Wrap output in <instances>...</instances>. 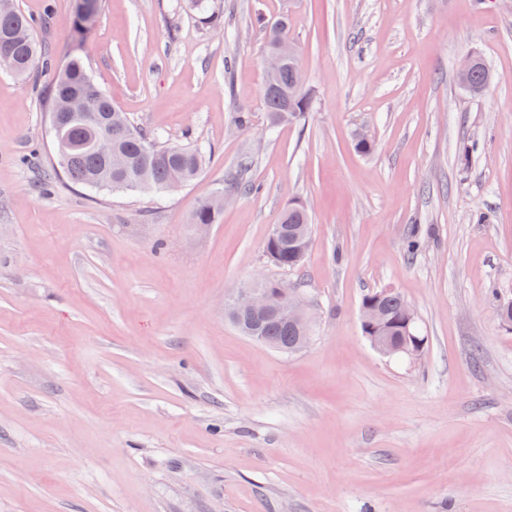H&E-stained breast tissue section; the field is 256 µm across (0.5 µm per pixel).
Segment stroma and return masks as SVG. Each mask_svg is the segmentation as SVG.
Here are the masks:
<instances>
[{
  "instance_id": "35a3bbf8",
  "label": "stroma",
  "mask_w": 512,
  "mask_h": 512,
  "mask_svg": "<svg viewBox=\"0 0 512 512\" xmlns=\"http://www.w3.org/2000/svg\"><path fill=\"white\" fill-rule=\"evenodd\" d=\"M15 3L46 17L49 57L26 81L0 70V512H512V0H224L220 28L176 0H99L80 42L76 0ZM283 12L313 99L270 131L264 25ZM75 54L135 127L209 149L195 181L34 184ZM469 54L492 75L479 95L457 78ZM247 156L258 192L195 232ZM293 200L313 224L298 274L264 252ZM256 276L317 299L308 348L225 319ZM380 289L413 307L417 360L363 336Z\"/></svg>"
}]
</instances>
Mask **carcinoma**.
Here are the masks:
<instances>
[{"mask_svg":"<svg viewBox=\"0 0 512 512\" xmlns=\"http://www.w3.org/2000/svg\"><path fill=\"white\" fill-rule=\"evenodd\" d=\"M99 0H77L73 25V36L82 40L88 34L87 25L92 22L98 11ZM185 10L205 26H213L224 17V0H182ZM282 26L269 27L266 33V49L276 47L280 41H289L288 14L279 17ZM35 23L23 13L14 0H0V50L15 53L16 62L12 74L18 78L31 77L33 68L45 51L32 36ZM300 71L298 55L286 59L276 75L265 80L273 85L270 92L263 93L268 124L272 127L285 122L299 121L311 108V93L304 89L302 102L288 98L289 89ZM490 79L489 71L480 58H473L470 82L467 89L479 94ZM87 87L91 90L86 111L105 117L112 113V125H121L126 135L115 145L116 156L122 161L119 166L107 163L97 151L87 144V124L82 118L71 120L68 143L56 150L57 165L42 167L37 173V181L43 189L49 187L59 176L63 175L72 184L89 190L141 191L177 190L200 174L204 155L194 143L180 145H162L158 138L134 127L126 114L112 103V99L95 83L82 57L75 55L60 70L54 84L51 97V112H64L67 101L64 91L69 88ZM252 161L243 158L238 168L229 175L227 189L201 201L194 211L191 223L215 224L224 209V194H250L257 185L248 177ZM278 223L288 229V236L293 237L305 228H312L311 216L296 202L288 203L281 211ZM267 257L275 265L298 272L302 261H295L289 251L271 239L265 242ZM365 301H373L381 307L387 325L385 331L390 336L405 335V300L396 291L383 289L366 294ZM259 342L270 348L285 353L292 349L301 336L300 331L281 316H273L256 325Z\"/></svg>","mask_w":512,"mask_h":512,"instance_id":"cac0c4a2","label":"carcinoma"}]
</instances>
